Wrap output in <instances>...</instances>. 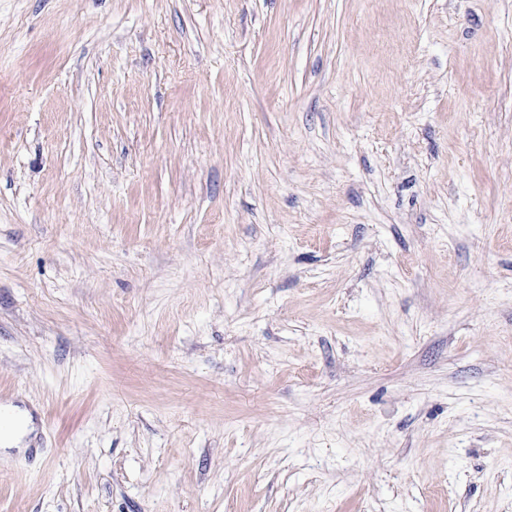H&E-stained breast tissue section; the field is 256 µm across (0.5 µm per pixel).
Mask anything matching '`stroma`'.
Masks as SVG:
<instances>
[{"instance_id":"1","label":"stroma","mask_w":512,"mask_h":512,"mask_svg":"<svg viewBox=\"0 0 512 512\" xmlns=\"http://www.w3.org/2000/svg\"><path fill=\"white\" fill-rule=\"evenodd\" d=\"M0 512H512V0H0Z\"/></svg>"}]
</instances>
